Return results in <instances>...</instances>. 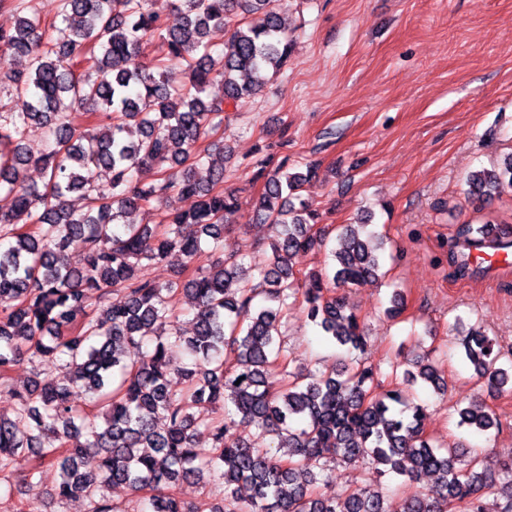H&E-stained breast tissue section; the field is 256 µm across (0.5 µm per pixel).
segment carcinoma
<instances>
[{
	"mask_svg": "<svg viewBox=\"0 0 512 512\" xmlns=\"http://www.w3.org/2000/svg\"><path fill=\"white\" fill-rule=\"evenodd\" d=\"M273 2L59 0L61 26L51 33L35 11L0 29V86L20 101L18 111L0 112V191L14 197L0 212V386L25 358L68 368L62 384L35 379L11 391L14 413L0 414V484L10 489L18 475L32 491L35 475L55 466L53 496L82 497L87 512H120L106 494L116 483L150 492V512H196L175 487L215 476L223 493L209 512H393L380 491L355 489L342 499L317 492L333 459L402 477L411 492L400 512H484L488 494L512 512V451L491 473L475 454L436 444L425 433L427 408L397 387L378 390L364 359L341 379L288 369L279 340L290 299L338 344L365 352L361 319L336 289L378 277L385 249L364 225L347 226L331 250L332 272L295 268L300 254L324 243L313 231L319 213L301 194L317 168L291 174L286 159L261 160L265 181L253 210L273 230L270 254L256 266L225 249L241 210L224 189L231 153L222 140L202 156L196 149L221 129L226 107L261 92L288 62L291 39ZM170 11L180 14L175 27L165 22ZM258 12L260 23L242 22ZM216 31L224 32L220 51L210 42ZM155 40L160 55L148 61ZM84 64L87 72L76 73ZM216 80L222 97L207 94ZM75 112L102 128H77ZM32 126L52 138L38 157L23 145ZM31 165L42 184L27 181ZM151 169L157 177L146 182L141 173ZM465 184L467 198L482 201L512 189V153L469 171ZM73 192L82 207L69 202ZM172 193L194 198V207L166 212L159 224H119ZM462 234L483 246L486 225L466 224ZM206 245L224 258L165 284L144 273L173 252L190 266ZM114 291L123 293L119 305L109 300ZM179 294L194 303L190 336L176 325L171 301ZM462 347L490 395L512 392L494 337L477 329ZM185 357L191 366L180 365ZM413 367L406 383L448 391L438 366ZM175 375L185 382L180 392ZM75 393L92 415L74 408ZM213 405L232 407L234 418L201 416ZM456 412L459 425L479 432L500 426L482 401ZM240 422L257 434L231 436ZM201 428L209 448L197 446ZM426 476L437 479L434 497L416 489ZM242 486L251 491L244 501Z\"/></svg>",
	"mask_w": 512,
	"mask_h": 512,
	"instance_id": "carcinoma-1",
	"label": "carcinoma"
}]
</instances>
